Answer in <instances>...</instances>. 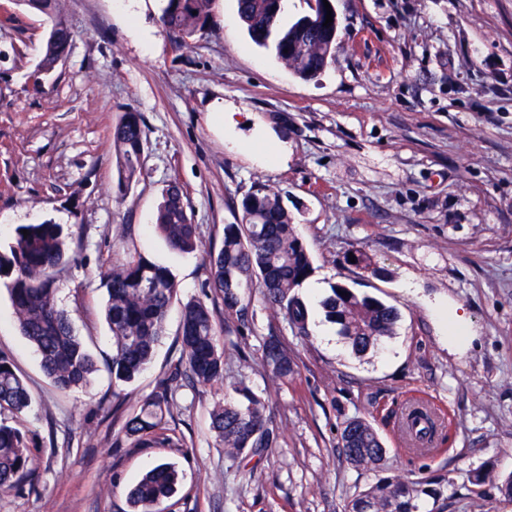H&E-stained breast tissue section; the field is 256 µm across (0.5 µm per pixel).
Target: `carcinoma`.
Listing matches in <instances>:
<instances>
[{
  "label": "carcinoma",
  "mask_w": 512,
  "mask_h": 512,
  "mask_svg": "<svg viewBox=\"0 0 512 512\" xmlns=\"http://www.w3.org/2000/svg\"><path fill=\"white\" fill-rule=\"evenodd\" d=\"M160 21L165 29L185 38L201 30L210 17L213 0H163ZM277 0H237L238 16L249 37L259 47L271 50L276 59L297 77H318L332 58L338 20L325 23L327 11L321 0L311 16L276 29ZM37 10L46 23L56 27V38L44 41L39 66L55 68L59 51L68 40L63 0H18ZM144 129L140 114L126 112L112 129L118 179L132 182L141 172ZM157 228L169 247L178 253L199 248L197 226L187 214L184 194L176 184L167 188L156 217ZM29 235L16 231L9 252L0 253V276H11L9 293L13 314L23 336L34 346L41 366L53 385L61 390H89L96 361L76 336L66 312L57 305L59 272L75 258L70 256L57 224H26ZM353 266L381 273L364 250L352 252ZM204 287L220 297L224 318L201 300L182 305L178 333L180 358L167 381L142 397L125 419L123 431L140 445L158 444L179 448L181 443L165 434L170 413L172 383L184 380L207 386L224 380L222 334L247 325L258 289L267 308L281 314L298 335L306 334L309 309L297 292L312 272V257L280 193L259 188L241 202V217L224 225L218 251L208 253ZM106 300L104 317L112 338V378L131 382L150 364L155 349L167 331L170 306L179 285L169 267L154 263L139 253L116 262L103 277ZM325 317L337 325L352 355L364 356L383 340L395 335L399 312L381 300L336 285L322 301ZM262 365L271 379L288 382L295 363L288 346L276 335L263 344ZM31 404L26 382L13 361L0 353V410L25 411ZM211 428L224 446V455L236 461L272 445L273 423L269 406L243 383L214 403ZM341 448L348 463L369 471L382 469L386 454L383 441L363 417L346 420ZM37 445L29 434L0 420V492L18 488L32 474ZM478 486L491 484L512 498V474L496 475L490 469L474 474ZM178 472L171 463H161L146 473L128 493L129 512H154L177 490ZM433 490L425 481L409 482L382 477L367 489L349 497L343 512H418L420 495Z\"/></svg>",
  "instance_id": "carcinoma-1"
}]
</instances>
